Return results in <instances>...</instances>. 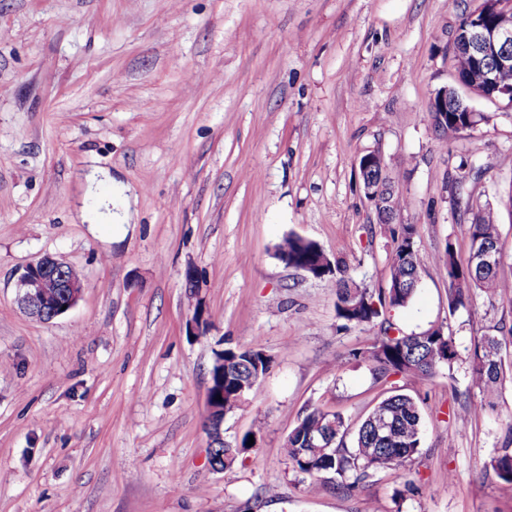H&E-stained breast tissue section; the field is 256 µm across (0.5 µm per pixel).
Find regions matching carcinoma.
I'll return each instance as SVG.
<instances>
[{"label":"carcinoma","instance_id":"carcinoma-1","mask_svg":"<svg viewBox=\"0 0 512 512\" xmlns=\"http://www.w3.org/2000/svg\"><path fill=\"white\" fill-rule=\"evenodd\" d=\"M450 52L457 75L466 79L471 71L470 59L454 47ZM430 110L435 128L459 135L487 120V116L478 112L455 111L451 98L448 99V111L443 112L434 105ZM464 212L468 215L470 247L486 242L499 248L498 214L471 196L464 202ZM389 232L394 246L388 255V285L379 289L376 295L357 285L347 276L342 262L330 259L312 240L288 236L276 246V256L290 266H307L318 279L333 284L338 319L375 330L366 347L352 350L354 358L368 362L381 376L394 373L432 378L442 366L452 364L458 357V350L452 332L442 325L419 333H406L384 316L388 309L395 311L411 303L420 279L414 226L400 224L396 228L390 227ZM442 262L448 279V308L452 313L470 305V292L474 289L502 295L512 288V278L505 275L502 265L481 272L473 269L469 262L462 265L450 242L445 244ZM213 358L224 360V407L229 413L240 406L241 397L245 396L239 392L243 375L257 367L263 375L271 364L256 346H225L213 350ZM503 367L500 339L490 335L477 338L470 350L471 382L483 397L465 401L463 422L469 423L483 415L488 404L486 394L499 383ZM381 416L390 422V427L379 432L377 426ZM333 424L336 425V439L326 448H310L309 440L328 431ZM347 434L348 428L341 414L311 407L303 412L288 434L284 453L296 471L318 478L334 475L341 479L344 489L355 490L372 474L395 470L419 452L422 418L418 401L409 394H392L382 399L362 421L350 447L346 443ZM490 466L499 479L512 483V452L493 457Z\"/></svg>","mask_w":512,"mask_h":512}]
</instances>
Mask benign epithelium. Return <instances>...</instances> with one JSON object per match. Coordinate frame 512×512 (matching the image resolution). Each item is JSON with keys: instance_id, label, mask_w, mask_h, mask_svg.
<instances>
[{"instance_id": "1", "label": "benign epithelium", "mask_w": 512, "mask_h": 512, "mask_svg": "<svg viewBox=\"0 0 512 512\" xmlns=\"http://www.w3.org/2000/svg\"><path fill=\"white\" fill-rule=\"evenodd\" d=\"M491 14L483 16L463 32H455L458 46L473 54L475 66L470 73L476 85H485L512 98V87L500 85L494 71L484 67L481 59L494 56L497 68H512V52L505 48L512 44V0H488ZM365 193L374 203L377 214L392 221L396 213L387 208L388 198L382 180L367 179ZM18 303L30 316L50 322L73 308L84 288L83 281L67 275V264L53 256H44L19 272L17 277ZM206 430L209 436V464L211 470H224V449L231 447L225 442L223 424L226 412L212 396L206 401Z\"/></svg>"}]
</instances>
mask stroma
Wrapping results in <instances>:
<instances>
[{
    "mask_svg": "<svg viewBox=\"0 0 512 512\" xmlns=\"http://www.w3.org/2000/svg\"><path fill=\"white\" fill-rule=\"evenodd\" d=\"M479 3L0 0V512H512V484L488 466L512 449V367L481 418H458L479 393L471 344L512 324V300L476 291L449 312L438 261L449 242L469 256L456 197L501 209L512 186L511 104L467 95L486 120L463 135L430 113L458 84L449 48ZM369 152L420 259L391 319L449 326L459 352L429 380L375 377L352 356L372 330L344 326L334 288L275 255L292 233L387 286L393 241L358 167ZM93 170L109 177L90 188ZM106 199L128 223H95ZM46 255L84 279L49 323L16 288ZM199 306L209 331L191 336ZM222 339L272 363L224 419L225 440L250 431L253 448L214 472L204 420ZM394 391L420 404V454L354 491H308L282 452L302 412L354 429Z\"/></svg>",
    "mask_w": 512,
    "mask_h": 512,
    "instance_id": "stroma-1",
    "label": "stroma"
}]
</instances>
